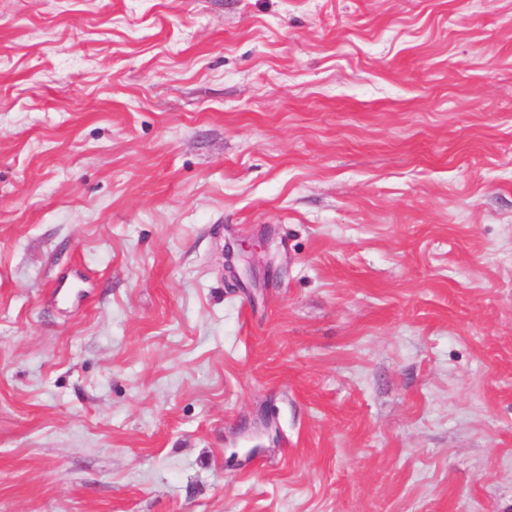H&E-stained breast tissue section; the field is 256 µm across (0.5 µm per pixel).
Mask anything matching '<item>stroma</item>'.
Segmentation results:
<instances>
[{
	"label": "stroma",
	"instance_id": "1",
	"mask_svg": "<svg viewBox=\"0 0 512 512\" xmlns=\"http://www.w3.org/2000/svg\"><path fill=\"white\" fill-rule=\"evenodd\" d=\"M0 512H512V0H0Z\"/></svg>",
	"mask_w": 512,
	"mask_h": 512
}]
</instances>
